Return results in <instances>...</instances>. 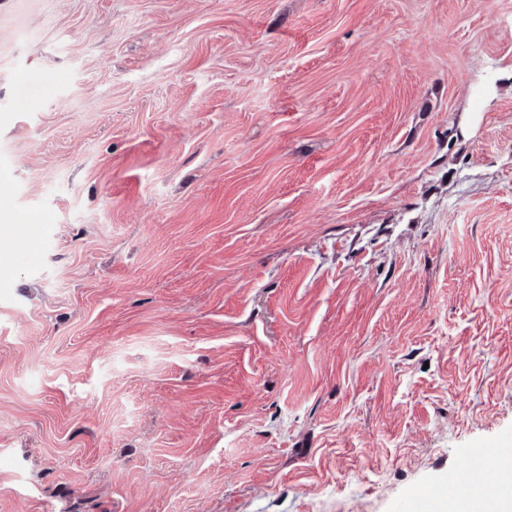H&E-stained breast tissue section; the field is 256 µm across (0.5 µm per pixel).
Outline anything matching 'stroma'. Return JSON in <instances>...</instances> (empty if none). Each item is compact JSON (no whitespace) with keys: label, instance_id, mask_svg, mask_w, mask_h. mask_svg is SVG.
Returning a JSON list of instances; mask_svg holds the SVG:
<instances>
[{"label":"stroma","instance_id":"35a3bbf8","mask_svg":"<svg viewBox=\"0 0 512 512\" xmlns=\"http://www.w3.org/2000/svg\"><path fill=\"white\" fill-rule=\"evenodd\" d=\"M0 512H398L512 446V0H0ZM12 236L17 250L24 253L33 262L40 258L42 253L41 239L30 236L22 229H12Z\"/></svg>","mask_w":512,"mask_h":512}]
</instances>
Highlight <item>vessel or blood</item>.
<instances>
[{
	"label": "vessel or blood",
	"mask_w": 512,
	"mask_h": 512,
	"mask_svg": "<svg viewBox=\"0 0 512 512\" xmlns=\"http://www.w3.org/2000/svg\"><path fill=\"white\" fill-rule=\"evenodd\" d=\"M14 245L30 260H38L42 253V241L30 236L27 229L12 232ZM491 461L495 467L512 466V448H500L494 445H482L468 449L462 465L450 473L445 483L430 493L420 492L403 504L402 512H433L440 502H468L478 492L489 490L495 496L512 495V487L490 480L483 468L484 461Z\"/></svg>",
	"instance_id": "1"
}]
</instances>
